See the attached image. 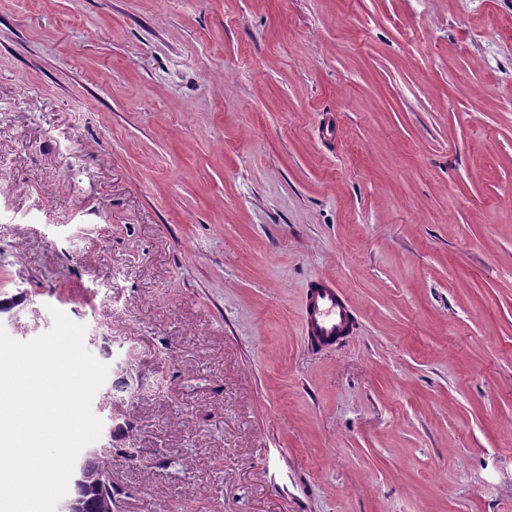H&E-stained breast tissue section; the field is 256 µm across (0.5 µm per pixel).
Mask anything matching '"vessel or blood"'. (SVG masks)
<instances>
[{
	"instance_id": "1",
	"label": "vessel or blood",
	"mask_w": 512,
	"mask_h": 512,
	"mask_svg": "<svg viewBox=\"0 0 512 512\" xmlns=\"http://www.w3.org/2000/svg\"><path fill=\"white\" fill-rule=\"evenodd\" d=\"M351 316L350 303L334 280L318 279L309 285L302 313L308 339L334 341L348 328Z\"/></svg>"
}]
</instances>
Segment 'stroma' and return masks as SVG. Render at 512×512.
Returning <instances> with one entry per match:
<instances>
[{
    "label": "stroma",
    "mask_w": 512,
    "mask_h": 512,
    "mask_svg": "<svg viewBox=\"0 0 512 512\" xmlns=\"http://www.w3.org/2000/svg\"><path fill=\"white\" fill-rule=\"evenodd\" d=\"M56 310L115 512H512V0H0V326ZM351 316L350 303L334 280L318 279L309 285L302 313L303 330L308 341L325 340L326 345L334 344L336 336L348 329Z\"/></svg>",
    "instance_id": "1"
}]
</instances>
